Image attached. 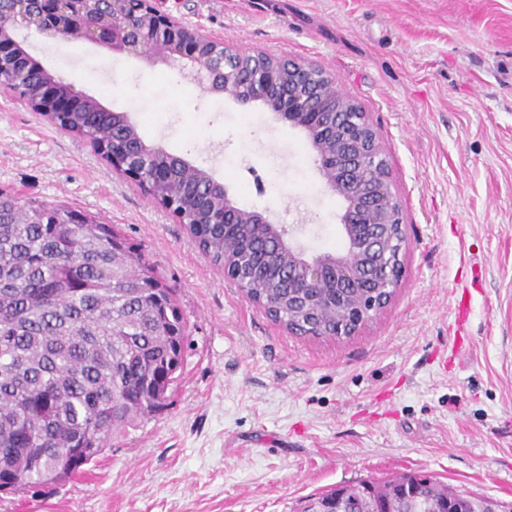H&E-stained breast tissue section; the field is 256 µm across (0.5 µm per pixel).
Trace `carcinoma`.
<instances>
[{"mask_svg":"<svg viewBox=\"0 0 512 512\" xmlns=\"http://www.w3.org/2000/svg\"><path fill=\"white\" fill-rule=\"evenodd\" d=\"M6 85L34 86L31 72L6 73ZM159 202L177 200L184 228L218 266L260 241L256 224L204 223L199 200L221 198L184 170L180 187L157 190ZM64 205H20L0 192V484L19 490L59 482L64 452L83 440L106 448L135 417L160 406L184 364L187 321L175 292L155 267L135 253L112 225ZM267 270L243 266L240 287L273 319L288 326V289L274 247L264 249ZM316 297L304 320L323 337L336 335L335 291L308 287ZM343 512H474L481 498L431 476L399 474L337 487Z\"/></svg>","mask_w":512,"mask_h":512,"instance_id":"carcinoma-1","label":"carcinoma"}]
</instances>
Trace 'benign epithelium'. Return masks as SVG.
Returning <instances> with one entry per match:
<instances>
[{
  "label": "benign epithelium",
  "instance_id": "1",
  "mask_svg": "<svg viewBox=\"0 0 512 512\" xmlns=\"http://www.w3.org/2000/svg\"><path fill=\"white\" fill-rule=\"evenodd\" d=\"M127 0H10L0 7V76L28 70L41 81L40 95L27 106L53 124L87 107L114 126H130L125 112H110L75 84L55 80L17 41L21 29L47 38H65L104 47L114 54L165 65L179 64L185 77L240 106L262 105L275 120L301 130L316 155L327 189L341 197L344 249L312 257L286 239L285 229L266 213L244 209L230 198L223 183L201 170L206 185L224 198V207L208 216L210 224H261L280 240V271L288 287L328 283L336 288V335L352 336L390 304L402 277L401 252L407 240L403 209L392 172L367 113L336 90V78L321 65L259 52L247 58L201 30L183 24L155 7V0H133L137 23L121 11ZM98 155L113 170L146 190L178 178L187 161L142 139L130 145L112 141ZM153 159V173L144 179L141 156Z\"/></svg>",
  "mask_w": 512,
  "mask_h": 512
}]
</instances>
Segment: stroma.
<instances>
[{
	"label": "stroma",
	"mask_w": 512,
	"mask_h": 512,
	"mask_svg": "<svg viewBox=\"0 0 512 512\" xmlns=\"http://www.w3.org/2000/svg\"><path fill=\"white\" fill-rule=\"evenodd\" d=\"M243 52L333 73L378 134L403 204L404 277L356 335H292L191 245L179 220L90 145L0 88V192L113 225L189 326L163 408L84 474L0 497V512H302L337 486L413 473L512 505V0H165ZM26 45L128 113L151 146L269 210L310 255L343 249L304 134L178 65L87 44ZM472 308L457 324L452 288Z\"/></svg>",
	"instance_id": "obj_1"
}]
</instances>
